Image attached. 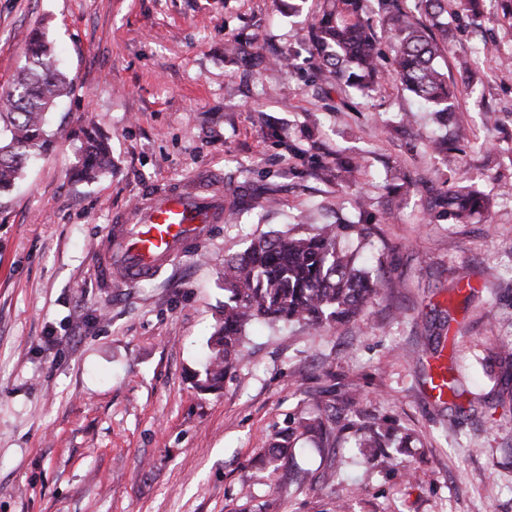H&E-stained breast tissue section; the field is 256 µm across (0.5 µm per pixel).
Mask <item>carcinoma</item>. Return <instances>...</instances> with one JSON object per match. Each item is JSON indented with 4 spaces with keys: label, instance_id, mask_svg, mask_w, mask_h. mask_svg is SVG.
<instances>
[{
    "label": "carcinoma",
    "instance_id": "cac0c4a2",
    "mask_svg": "<svg viewBox=\"0 0 512 512\" xmlns=\"http://www.w3.org/2000/svg\"><path fill=\"white\" fill-rule=\"evenodd\" d=\"M385 23L392 54L384 56L367 17V0H323L304 43L336 80L341 90L369 96L387 80L398 82L415 100L439 115L456 111V91L439 60L448 51V26L466 20L491 19L487 0H373ZM70 91L55 66L51 48L40 31L28 40L26 62L0 108V194L14 186L30 157L54 144L48 117L57 98ZM75 176L93 179L112 167L101 135L84 132ZM358 164L336 160V184H355ZM433 206L458 221L481 214L489 198L470 185L458 186L437 198ZM366 234L359 224H328L313 233H279L251 242L249 248L224 261V311L207 340L202 371L195 374L201 392L222 386L241 360L248 328L259 320L272 326L306 322L342 323L356 318L380 294L381 284L355 266L353 256L337 249L343 235ZM500 368L497 405L512 403V336H503L496 356ZM348 433L358 448L386 447L376 422L358 423L334 405L317 407L293 418L275 435L267 465L274 468L301 436L321 451L332 433Z\"/></svg>",
    "mask_w": 512,
    "mask_h": 512
}]
</instances>
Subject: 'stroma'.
<instances>
[{
	"label": "stroma",
	"mask_w": 512,
	"mask_h": 512,
	"mask_svg": "<svg viewBox=\"0 0 512 512\" xmlns=\"http://www.w3.org/2000/svg\"><path fill=\"white\" fill-rule=\"evenodd\" d=\"M321 0H0V96L40 29L72 80L33 157L0 197V512H512V411L489 396L495 343L512 324V18L458 26L442 61L457 89L447 124L399 85L318 94L277 56ZM239 41L251 65L225 58ZM475 54L474 78L458 57ZM110 139L112 170L72 175L77 132ZM455 138L449 154L431 141ZM357 188L319 178L337 156ZM226 188L227 221L153 278L97 277L98 245L150 193ZM491 201L466 222L427 205L458 182ZM380 215L341 249L380 276L345 324L251 327L221 390L191 379L224 309V259L274 230ZM467 393L429 391L435 337ZM391 435L389 466L337 440L336 480L292 482L261 457L290 418L330 402Z\"/></svg>",
	"instance_id": "obj_1"
}]
</instances>
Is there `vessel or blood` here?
I'll list each match as a JSON object with an SVG mask.
<instances>
[{
	"label": "vessel or blood",
	"instance_id": "obj_1",
	"mask_svg": "<svg viewBox=\"0 0 512 512\" xmlns=\"http://www.w3.org/2000/svg\"><path fill=\"white\" fill-rule=\"evenodd\" d=\"M224 221V197L173 189L149 197L125 223L110 228L99 248L102 283L141 281L185 255L188 245Z\"/></svg>",
	"mask_w": 512,
	"mask_h": 512
}]
</instances>
